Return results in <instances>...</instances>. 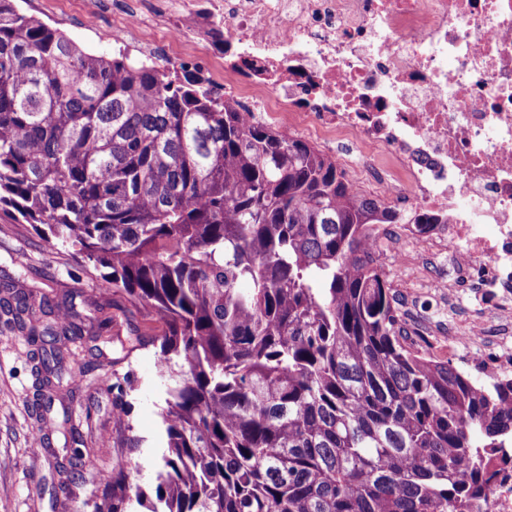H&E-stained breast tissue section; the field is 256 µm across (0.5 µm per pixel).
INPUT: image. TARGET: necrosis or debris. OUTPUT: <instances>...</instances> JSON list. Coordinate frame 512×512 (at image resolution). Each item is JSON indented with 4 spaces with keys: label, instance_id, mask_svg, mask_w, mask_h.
<instances>
[{
    "label": "necrosis or debris",
    "instance_id": "1",
    "mask_svg": "<svg viewBox=\"0 0 512 512\" xmlns=\"http://www.w3.org/2000/svg\"><path fill=\"white\" fill-rule=\"evenodd\" d=\"M168 42L188 18L224 36L217 100L285 133L350 139L340 164L403 212L444 221L372 227L371 258L387 254L419 287L469 285L512 312V0H148L115 44L155 61L143 15Z\"/></svg>",
    "mask_w": 512,
    "mask_h": 512
}]
</instances>
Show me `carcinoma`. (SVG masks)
<instances>
[{"instance_id":"carcinoma-1","label":"carcinoma","mask_w":512,"mask_h":512,"mask_svg":"<svg viewBox=\"0 0 512 512\" xmlns=\"http://www.w3.org/2000/svg\"><path fill=\"white\" fill-rule=\"evenodd\" d=\"M0 209L164 325L150 496L127 458L95 512H485L512 459V376L489 387L407 343L369 225L403 217L308 142L215 102L197 71L91 52L0 0ZM36 346L85 333L0 283ZM112 373V447L133 448Z\"/></svg>"}]
</instances>
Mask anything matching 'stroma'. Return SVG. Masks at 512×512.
Instances as JSON below:
<instances>
[{
    "instance_id": "1",
    "label": "stroma",
    "mask_w": 512,
    "mask_h": 512,
    "mask_svg": "<svg viewBox=\"0 0 512 512\" xmlns=\"http://www.w3.org/2000/svg\"><path fill=\"white\" fill-rule=\"evenodd\" d=\"M36 15L77 43L107 56L114 51L113 33L125 21L124 16L102 8L99 0H41ZM186 56L195 57L210 73L224 69L223 50L210 48L196 37L168 46L164 63L171 67ZM4 275L24 279L40 292L72 295L82 312L106 302L125 307L127 318L145 336H157L164 330L143 311L125 306L123 299L105 291L99 270L84 266L60 246L46 242L30 224L0 213V277ZM406 292L414 297V311L404 317L409 341L421 352L453 360L447 337L430 333L424 321L429 316L444 321L452 313L461 317L468 309L481 306L483 299L477 289H460L459 305L453 312L433 289L410 285ZM61 349L67 370L83 374V388L75 398L54 406L51 413L57 421L69 417L70 430H54L49 435L51 452H36L31 441L38 428V410L29 347L23 337L0 321V512H94L101 471L129 455L138 458L149 476L161 456L163 392L156 376V347L142 346L118 366L131 384L126 399L132 406V434L138 440L132 450L112 445L113 395L106 389L102 367L103 359L111 358V349L97 351L88 343H65ZM69 460L75 464L74 477L63 493L57 486L56 465Z\"/></svg>"
}]
</instances>
